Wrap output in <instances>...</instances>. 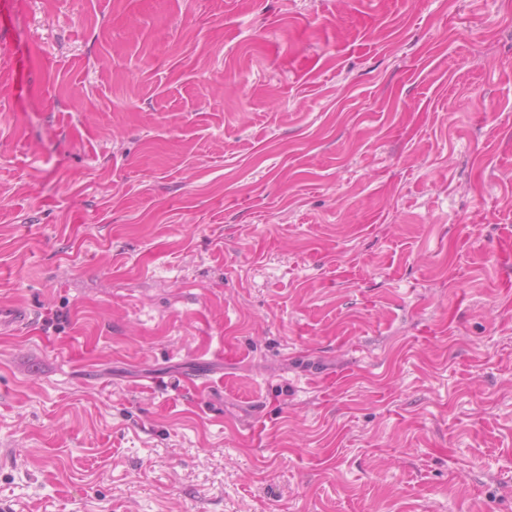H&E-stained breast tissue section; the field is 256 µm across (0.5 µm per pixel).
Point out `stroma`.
<instances>
[{"mask_svg": "<svg viewBox=\"0 0 512 512\" xmlns=\"http://www.w3.org/2000/svg\"><path fill=\"white\" fill-rule=\"evenodd\" d=\"M0 512H512V0H0ZM35 319L36 313L28 305L0 303V334L2 336L26 330Z\"/></svg>", "mask_w": 512, "mask_h": 512, "instance_id": "stroma-1", "label": "stroma"}]
</instances>
